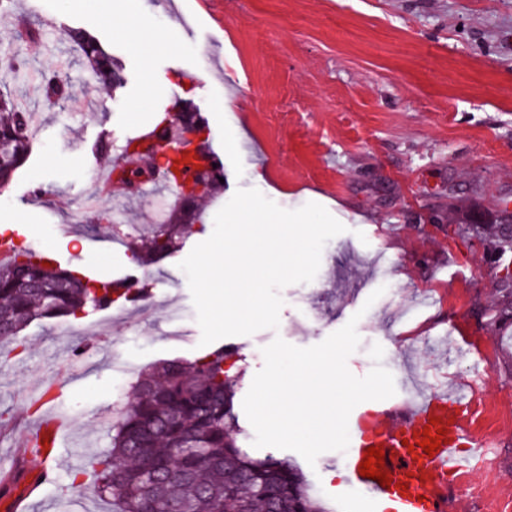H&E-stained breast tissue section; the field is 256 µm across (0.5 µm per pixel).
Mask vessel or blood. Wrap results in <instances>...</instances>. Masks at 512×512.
<instances>
[{
	"label": "vessel or blood",
	"mask_w": 512,
	"mask_h": 512,
	"mask_svg": "<svg viewBox=\"0 0 512 512\" xmlns=\"http://www.w3.org/2000/svg\"><path fill=\"white\" fill-rule=\"evenodd\" d=\"M472 401L463 389L436 388L424 395H409L402 401L383 400L355 411V433L344 459L349 481L376 503L392 502L394 512H458L463 496L456 486L469 468L474 450L486 441L470 440L466 417ZM443 429L445 437L434 455L419 444L430 424ZM381 448L390 483L383 486L362 477L360 464L369 447ZM407 491H400V484Z\"/></svg>",
	"instance_id": "vessel-or-blood-1"
}]
</instances>
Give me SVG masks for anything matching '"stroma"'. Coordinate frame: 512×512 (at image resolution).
Here are the masks:
<instances>
[{
	"instance_id": "35a3bbf8",
	"label": "stroma",
	"mask_w": 512,
	"mask_h": 512,
	"mask_svg": "<svg viewBox=\"0 0 512 512\" xmlns=\"http://www.w3.org/2000/svg\"><path fill=\"white\" fill-rule=\"evenodd\" d=\"M108 0L81 6L62 0H10L0 9V52L18 61L6 89L31 116L37 133L28 161L0 194V220H13L19 248L85 271L87 264L147 287L148 319L130 307L89 311L64 335L55 321L20 333L27 348L0 354V476L19 475L14 496L29 512H112L93 492L71 498L72 471L109 449L108 418L120 395L159 363L201 355L188 280L179 264L212 233L214 216L236 189L255 187L266 172L269 199L293 210L324 206L344 227L323 248L309 283L292 284L278 329L221 339L238 352L244 398L274 338L309 347L358 317L360 344L348 358L358 377L374 366L367 348L380 344L396 389L427 392L445 375L471 377L481 390L473 437L493 432L489 464L461 481L469 512H486L477 495H497L512 512V320L496 314V277L512 267L489 243L461 234L475 217L493 223L512 201V0H132L133 9L164 34L167 47L144 55L131 37L106 23ZM58 18L53 30L42 22ZM225 15L227 27L215 18ZM82 30L119 64L116 83H100L66 36ZM170 84L147 91L149 71ZM68 86L65 99L45 98L49 79ZM190 102L209 129L223 166L224 190L205 205L175 252L147 267L128 248L105 246L114 227L148 235L153 203L171 197L154 182L141 191L99 187L96 171L114 164L130 138L155 125L177 100ZM99 202L103 223L82 221L83 202ZM456 219H449V209ZM388 280L393 294L371 299ZM179 316L184 334L165 331ZM470 346L473 361L456 357ZM49 387L46 407L75 426L59 441L51 481L27 494L40 464L22 457L36 386ZM310 490L330 512H374L349 482L334 478L342 453L321 454L308 467Z\"/></svg>"
}]
</instances>
